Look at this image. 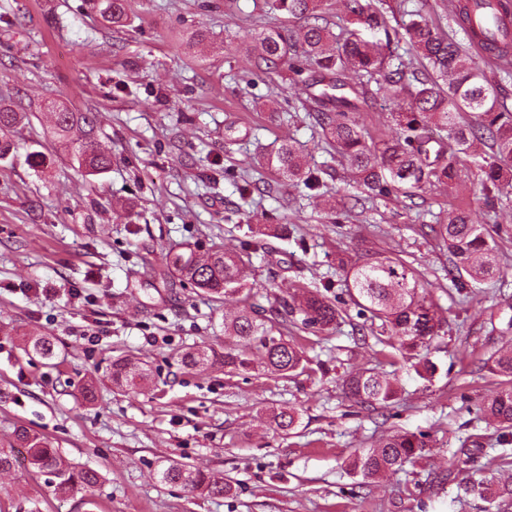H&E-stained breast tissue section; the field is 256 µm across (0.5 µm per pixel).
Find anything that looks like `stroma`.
<instances>
[{"label":"stroma","instance_id":"stroma-1","mask_svg":"<svg viewBox=\"0 0 512 512\" xmlns=\"http://www.w3.org/2000/svg\"><path fill=\"white\" fill-rule=\"evenodd\" d=\"M369 3L390 30L419 12L467 39L451 0ZM127 15L114 28L87 0H0V101L22 115L0 159V448L20 426L52 438L101 473L92 495L103 512H512V496L488 502L471 490L482 477L512 486V429L483 412L503 383L485 363L512 351V185L487 206L469 162L453 185L368 196L318 142L306 86L315 70L257 65V35L295 25L264 0H128ZM50 104L93 114L112 154L107 173L89 179L55 144ZM400 105L384 87L355 118L378 142ZM288 139L310 147L319 190L266 164ZM461 206L494 240L501 273L459 290L433 228ZM249 224L288 229L287 239L264 238L244 268L258 303L271 306L281 284L333 283L337 329L287 330L322 371L285 379L180 365L187 348L223 343L236 305L166 284L161 256L239 247ZM375 251L412 263L444 311L432 379L361 330L337 260ZM33 331L54 337L56 365L25 353ZM120 356L146 362L150 387L131 395L106 383ZM367 369L397 373L390 408L343 394L344 373ZM89 379L99 382L94 405L79 392ZM282 407L299 413L295 430L270 424ZM405 431L425 433L427 446L396 475L366 484L349 473L350 454ZM173 463L222 475L234 491L213 498L161 482ZM0 512L81 510L21 464L0 476Z\"/></svg>","mask_w":512,"mask_h":512}]
</instances>
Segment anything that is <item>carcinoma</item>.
Returning <instances> with one entry per match:
<instances>
[{"instance_id": "1", "label": "carcinoma", "mask_w": 512, "mask_h": 512, "mask_svg": "<svg viewBox=\"0 0 512 512\" xmlns=\"http://www.w3.org/2000/svg\"><path fill=\"white\" fill-rule=\"evenodd\" d=\"M93 10L106 23L120 27L127 14L125 0H89ZM272 11H284L301 21L295 34L269 30L256 42L259 64L279 72L282 65L299 73L292 60L302 55L317 71L336 76V80L320 93L316 119L324 138L334 147L350 175L369 194H387L393 190L419 188L424 183H451L460 173L465 157L476 142L488 145L480 170L484 174L481 191L490 196L500 190L503 181L512 178V112L498 103L495 86L486 72L476 66L472 51L460 42L440 34L423 15L415 14L405 24V38L414 46L417 57L427 62L430 70L414 85H402L387 76L393 95L407 98V107L391 113L395 133L375 143L357 124L353 114L357 107L340 94L345 88L341 76L350 71L361 78L385 68L386 56L400 58L391 47V38L381 44L362 36L358 26L374 30L385 26L382 15L370 11L362 0H348L354 28L347 30L344 42L329 48L336 35L324 23L326 0H266ZM481 0H456L452 11L457 23L474 35L472 13ZM483 50L498 61V68L512 66V30L502 24L493 32L480 31ZM473 120L464 121V115ZM53 134L69 145L80 168L89 176L110 169L112 154L95 140L94 119L81 112L58 108L52 112ZM278 175L291 183H302L309 189L319 187V178L306 162L303 145L288 140L268 159ZM437 234L448 247L450 266L448 279L456 288L466 287L463 276L480 282L500 274L496 247L489 241L484 226L476 222L466 208H458L448 222L438 225ZM253 241L240 248L215 246L199 253L187 248L165 256L164 269L170 281H186L218 300L232 299L239 304L237 314L224 320V336L229 344L220 352L213 347H191L179 356L187 369L204 371L216 364L232 375L263 372L289 377L311 370V361L302 348L285 336L288 320L299 315L304 328L320 332L333 328L339 318L336 304L328 297L330 285L304 289L299 293L283 291L275 299L276 306L267 309L252 301L253 285L243 276L245 258ZM337 264L346 270L348 292L357 307V316L368 323L376 343L387 350L406 356L426 350L441 328L440 308L427 295L417 270L392 253L374 252L361 264L348 267L344 258ZM24 351L43 360L55 356L53 337L45 333H29ZM491 373L505 378L502 387L487 406L490 417L503 428H512V352L488 360ZM112 386L136 393L149 382V374L138 360L118 358L112 361ZM396 378L373 371L352 372L343 380L345 394L372 409L383 408L397 393ZM297 413L286 408L272 412L270 423L287 432L296 428ZM423 433H399L386 438L376 447L354 453L347 459L353 474L363 481L379 480L395 473L401 464L425 447ZM16 441L26 449L28 468L47 477L54 494L67 498L89 492L100 480V473L70 461L41 434L24 428L17 430ZM161 481L180 484L209 497H224L232 485L224 478L181 465L171 464L159 472Z\"/></svg>"}]
</instances>
